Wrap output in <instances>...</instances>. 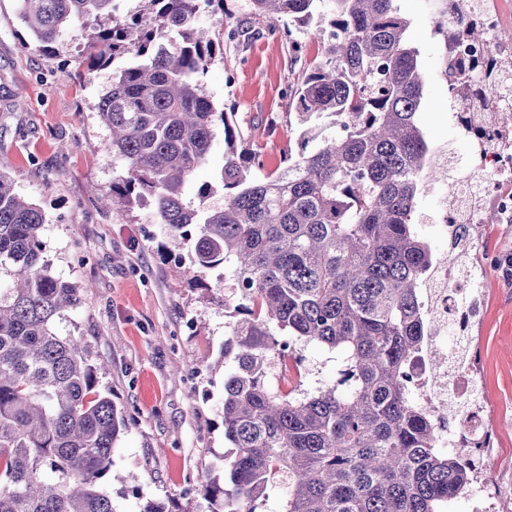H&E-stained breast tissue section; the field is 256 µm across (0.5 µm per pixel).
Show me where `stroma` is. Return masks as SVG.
<instances>
[{
	"mask_svg": "<svg viewBox=\"0 0 512 512\" xmlns=\"http://www.w3.org/2000/svg\"><path fill=\"white\" fill-rule=\"evenodd\" d=\"M438 0H400L412 20L410 41L419 50L425 92L419 114L431 146L449 154L468 141L448 123V81L443 36L434 32ZM224 12L202 10L197 26L224 41V53L202 78L218 105L232 110L247 143L259 147L264 172L284 166L283 152L300 125L290 91L321 57L322 43L303 28L253 16L249 0H224ZM106 18H74L51 53L31 39L16 0H0V172L37 204L47 224L41 242L53 273L84 290V303L64 314L61 333L82 337L91 362L106 361L99 388L128 419L112 453L106 479L116 512H136L143 497L165 501L171 512L192 505L209 512L201 484L229 448L224 440V341L234 306L242 301L232 267L174 276L189 264L188 248L171 249L163 225L146 204L125 212L103 207L127 168L108 146L110 131L98 103L111 70L92 69L84 43ZM301 52H294V45ZM224 131L216 129L205 165L184 189L195 208L222 205L219 172ZM212 194L200 198L202 185ZM471 257L485 293L475 325L477 377L493 437L488 481H512V280L499 261L512 254V224L475 229ZM305 369L303 390L336 375V356L296 345Z\"/></svg>",
	"mask_w": 512,
	"mask_h": 512,
	"instance_id": "obj_1",
	"label": "stroma"
}]
</instances>
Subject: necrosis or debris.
<instances>
[{
    "instance_id": "1",
    "label": "necrosis or debris",
    "mask_w": 512,
    "mask_h": 512,
    "mask_svg": "<svg viewBox=\"0 0 512 512\" xmlns=\"http://www.w3.org/2000/svg\"><path fill=\"white\" fill-rule=\"evenodd\" d=\"M448 22L465 20L482 31L479 39L449 32L447 53L456 66L448 89V121L470 144L462 156L437 150L433 173L439 205L434 218L446 235L461 224H479L486 216L512 224V144L496 113L512 111V39L501 31L512 25L505 0H447ZM483 298L480 278L462 272L457 262L438 258L421 294L430 322L423 348L410 361L409 394L432 416L442 447L471 464L474 479L466 493L469 512H506L512 486L484 478L491 433L485 423V398L466 353L448 345L449 336L466 338ZM446 352L442 369L430 361Z\"/></svg>"
}]
</instances>
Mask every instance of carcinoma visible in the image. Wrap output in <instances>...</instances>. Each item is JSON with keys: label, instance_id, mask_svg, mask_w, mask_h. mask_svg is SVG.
I'll return each instance as SVG.
<instances>
[{"label": "carcinoma", "instance_id": "obj_1", "mask_svg": "<svg viewBox=\"0 0 512 512\" xmlns=\"http://www.w3.org/2000/svg\"><path fill=\"white\" fill-rule=\"evenodd\" d=\"M38 46L52 51L78 16H104L87 38L93 67L112 68L99 117L127 175L104 204L140 198L171 240L191 244L200 270L230 263L247 304L224 341V440L232 453L204 484L211 512H260L267 490L288 482L283 512H448L469 486L466 463L437 447L434 422L416 407L406 367L426 336L422 279L435 258L416 229L433 148L419 123L425 79L398 0H249L252 14L330 28L323 58L291 89L308 127L285 166L261 178L260 152L243 147L220 178L222 206L198 211L183 189L212 149L214 128L232 145V113L200 76L216 42L195 25L224 0H18ZM42 210L0 173V512H114L101 480L127 419L98 389L107 364L57 320L83 289L55 276L42 255ZM340 358L336 379L313 393L275 388L291 345Z\"/></svg>", "mask_w": 512, "mask_h": 512}]
</instances>
